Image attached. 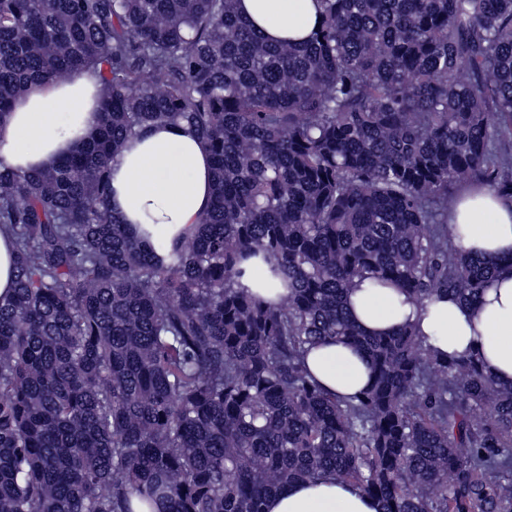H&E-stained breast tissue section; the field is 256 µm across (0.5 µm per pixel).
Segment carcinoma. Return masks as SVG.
Wrapping results in <instances>:
<instances>
[{
  "mask_svg": "<svg viewBox=\"0 0 512 512\" xmlns=\"http://www.w3.org/2000/svg\"><path fill=\"white\" fill-rule=\"evenodd\" d=\"M236 2L0 0V128L33 83L104 91L58 165L0 162V512H265L327 476L380 512H512V386L345 306L365 279L471 303L497 272L448 212L478 180L512 202V0H317L280 44ZM162 122L206 141L214 199L157 250L112 214L108 160ZM249 263L288 293L240 287ZM336 339L372 364L361 398L305 369ZM13 236L10 230L0 229V299L8 298L15 286Z\"/></svg>",
  "mask_w": 512,
  "mask_h": 512,
  "instance_id": "carcinoma-1",
  "label": "carcinoma"
}]
</instances>
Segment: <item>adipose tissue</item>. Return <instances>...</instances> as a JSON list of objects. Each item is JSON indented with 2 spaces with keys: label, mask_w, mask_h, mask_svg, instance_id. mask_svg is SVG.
Returning a JSON list of instances; mask_svg holds the SVG:
<instances>
[{
  "label": "adipose tissue",
  "mask_w": 512,
  "mask_h": 512,
  "mask_svg": "<svg viewBox=\"0 0 512 512\" xmlns=\"http://www.w3.org/2000/svg\"><path fill=\"white\" fill-rule=\"evenodd\" d=\"M239 13L271 42L308 40L319 27L315 0H240ZM99 77L83 71L34 84L0 127V163L23 172L55 164L101 122ZM110 204L128 231L152 246L193 232L209 209L213 160L206 142L186 126L159 123L126 143L109 164ZM456 244L472 255L500 261L479 303L452 297L413 303L393 285L364 281L347 296L351 319L366 334L387 335L413 325L435 354L479 358L484 372L512 384V203L490 185L468 186L448 218ZM311 376L328 392L350 398L371 385L370 361L340 341L310 347ZM267 512H378L376 500L332 478L300 481L271 495Z\"/></svg>",
  "instance_id": "adipose-tissue-1"
}]
</instances>
